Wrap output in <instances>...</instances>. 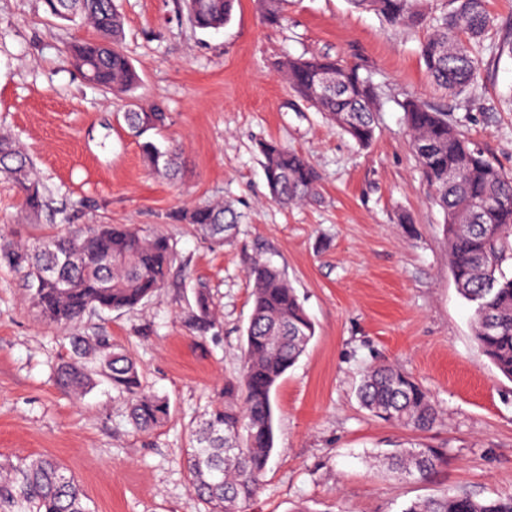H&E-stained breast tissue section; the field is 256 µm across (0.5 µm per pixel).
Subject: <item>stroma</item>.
Wrapping results in <instances>:
<instances>
[{"instance_id": "1", "label": "stroma", "mask_w": 512, "mask_h": 512, "mask_svg": "<svg viewBox=\"0 0 512 512\" xmlns=\"http://www.w3.org/2000/svg\"><path fill=\"white\" fill-rule=\"evenodd\" d=\"M122 47L141 82L140 105L162 106L163 140L182 168L167 181L142 162L122 114L125 96L90 84L66 59L87 25L51 17L43 0H0V131L33 156L50 214L29 224L0 180V233L25 242L48 224H129L167 235L177 260L168 283L136 310L87 317L136 361L143 383L167 397L169 423L151 433L128 421L107 384L85 395L54 368L70 345L31 309L20 274L0 267V456H49L83 487L94 512H200L189 491L190 430L224 381L238 374L251 313L249 259L283 268L316 336L274 394L276 451L247 512H400L416 499L467 488L512 494V381L472 338L471 308L448 272L444 217L426 195L399 106L405 93L448 114L512 175V54L484 57L477 86H434L419 54L428 25L393 27L349 0H288L284 21L262 23L240 0L217 31L188 23L180 0H117ZM325 53L359 67L378 88L375 139L359 147L282 79L277 64ZM302 153L320 176L317 200L284 207L266 184L260 140ZM214 200L238 216L214 244L174 212ZM211 288L216 326L188 330L199 281ZM385 362L433 395L440 424L425 443L447 462L419 480L381 457L411 440L358 402L362 373Z\"/></svg>"}]
</instances>
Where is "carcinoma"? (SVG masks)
I'll use <instances>...</instances> for the list:
<instances>
[{"label": "carcinoma", "mask_w": 512, "mask_h": 512, "mask_svg": "<svg viewBox=\"0 0 512 512\" xmlns=\"http://www.w3.org/2000/svg\"><path fill=\"white\" fill-rule=\"evenodd\" d=\"M261 18L277 25L286 0H257ZM396 27L429 22L420 56L432 81L454 93L475 85L481 60L472 45L494 26L487 0H449L431 14L427 0H349ZM238 0H183L190 24L218 30ZM50 14L81 20L97 32L67 48L68 59L89 82L132 95L140 76L120 46L123 19L115 0H45ZM290 89L361 146L375 136L378 95L359 68L325 54L279 64ZM415 157L430 200L443 211L449 273L459 295L472 306L471 329L482 354L512 380V177L448 121V114L408 96L400 102ZM124 120L138 138L144 162L172 179L179 152L156 139L167 113L158 106L127 105ZM271 198L292 206L318 197V174L298 152L276 140L259 144ZM0 178L22 197L26 217L38 221L47 208L34 163L25 149L0 133ZM182 219L221 245L236 222L224 202L195 205ZM175 252L162 234L146 235L127 224H84L76 230L50 225V232L25 243L0 235V265L23 275L38 316L72 332L71 354L57 367L59 381L76 393L104 382L122 394L128 416L141 432L171 418L167 398L145 390L135 361L111 336H83L76 325L90 315L135 309L164 288ZM251 313L238 376L224 380V403L213 406L190 430L189 486L207 504L205 512H246L258 493L275 450L273 391L305 353L316 333L285 273L272 262L252 260ZM210 290L195 288V308L184 318L200 335L215 325ZM357 398L373 416L414 433L439 423L431 393L406 372L380 363L363 375ZM391 468L426 479L444 453L423 442L399 444L386 453ZM84 492L67 468L49 457L0 459V512H89ZM401 512H512V495L480 498L464 488L419 499Z\"/></svg>", "instance_id": "cac0c4a2"}]
</instances>
